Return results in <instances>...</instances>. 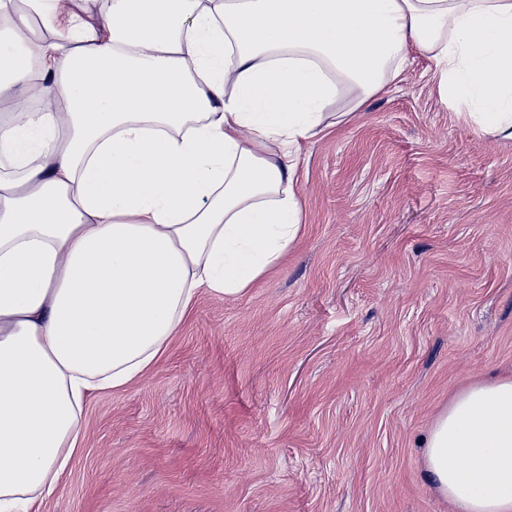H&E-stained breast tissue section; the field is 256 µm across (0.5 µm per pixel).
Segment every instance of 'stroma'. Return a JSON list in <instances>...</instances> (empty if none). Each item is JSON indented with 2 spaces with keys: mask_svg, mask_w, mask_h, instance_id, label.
<instances>
[{
  "mask_svg": "<svg viewBox=\"0 0 512 512\" xmlns=\"http://www.w3.org/2000/svg\"><path fill=\"white\" fill-rule=\"evenodd\" d=\"M408 56L300 141L278 266L201 292L147 376L86 399L41 512H453L424 440L455 392L512 374V139Z\"/></svg>",
  "mask_w": 512,
  "mask_h": 512,
  "instance_id": "35a3bbf8",
  "label": "stroma"
}]
</instances>
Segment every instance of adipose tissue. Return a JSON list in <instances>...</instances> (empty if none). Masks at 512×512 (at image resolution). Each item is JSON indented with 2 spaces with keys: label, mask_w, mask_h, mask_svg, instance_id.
I'll return each mask as SVG.
<instances>
[{
  "label": "adipose tissue",
  "mask_w": 512,
  "mask_h": 512,
  "mask_svg": "<svg viewBox=\"0 0 512 512\" xmlns=\"http://www.w3.org/2000/svg\"><path fill=\"white\" fill-rule=\"evenodd\" d=\"M3 33L0 512H37L86 396L143 378L201 289L237 298L277 265L301 230L300 141L409 48L512 138V0H110L91 20L0 0ZM423 465L453 512H512V376L455 393Z\"/></svg>",
  "instance_id": "obj_1"
}]
</instances>
